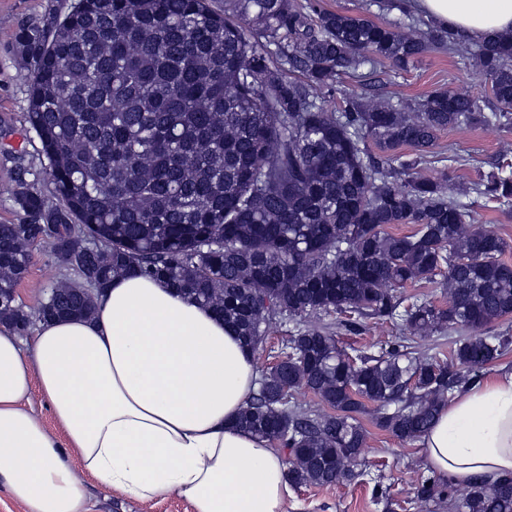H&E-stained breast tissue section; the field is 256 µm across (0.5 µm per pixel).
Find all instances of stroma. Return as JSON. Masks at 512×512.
<instances>
[{"label":"stroma","mask_w":512,"mask_h":512,"mask_svg":"<svg viewBox=\"0 0 512 512\" xmlns=\"http://www.w3.org/2000/svg\"><path fill=\"white\" fill-rule=\"evenodd\" d=\"M72 0H0V224H13L19 211L7 184L11 174L20 169L40 166L41 144L26 120L29 97V66L19 49V35L29 25L44 22L66 12ZM450 90L464 95H487L488 87L479 69L453 57L447 49L434 50L419 58L407 70L384 64L365 68L359 74H342L328 93L329 105L342 103L343 93L364 91L404 97L420 102L428 94ZM511 128L475 127L467 131L439 132L435 160L419 167L426 177L479 179L497 162L512 163ZM472 210L477 221L507 243L503 255L512 263V207L473 198ZM57 265L50 243L39 244L33 251L30 268L18 287V301L31 314L37 313L53 279L67 277ZM306 326L326 331L336 337L346 351L362 350L380 354L392 345L408 342L401 323L346 315L321 314L306 319ZM368 438L364 449L362 475L352 482L331 486L295 488L288 512H448L447 498L431 502L416 496L417 481L426 474L421 441L402 442L379 429L372 410L358 415ZM93 512H195L192 503L181 496H171L142 503L116 491L106 490L98 478L83 474Z\"/></svg>","instance_id":"stroma-1"}]
</instances>
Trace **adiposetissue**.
I'll return each instance as SVG.
<instances>
[{
	"instance_id": "adipose-tissue-1",
	"label": "adipose tissue",
	"mask_w": 512,
	"mask_h": 512,
	"mask_svg": "<svg viewBox=\"0 0 512 512\" xmlns=\"http://www.w3.org/2000/svg\"><path fill=\"white\" fill-rule=\"evenodd\" d=\"M408 5L458 37L512 29V0ZM257 387L253 353L211 309L145 275L115 278L91 318L40 325L30 353L0 328V482L25 512H89L84 472L142 502L288 512L282 453L238 424ZM35 389L69 448L29 410ZM422 444L453 483L512 476V370L456 393Z\"/></svg>"
}]
</instances>
